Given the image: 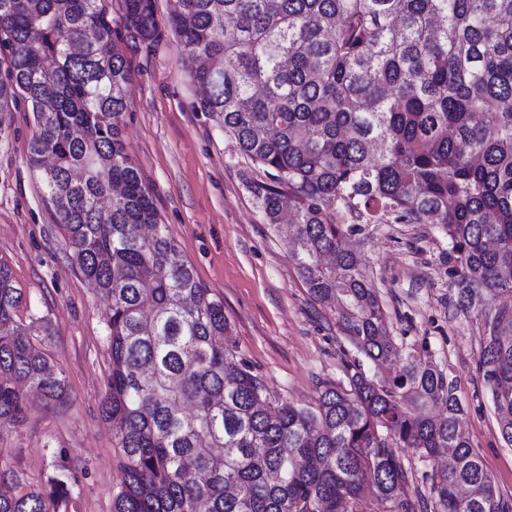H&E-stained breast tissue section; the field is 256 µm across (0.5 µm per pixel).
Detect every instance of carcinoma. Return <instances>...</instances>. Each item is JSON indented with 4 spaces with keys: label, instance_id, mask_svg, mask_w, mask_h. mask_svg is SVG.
Listing matches in <instances>:
<instances>
[{
    "label": "carcinoma",
    "instance_id": "carcinoma-1",
    "mask_svg": "<svg viewBox=\"0 0 512 512\" xmlns=\"http://www.w3.org/2000/svg\"><path fill=\"white\" fill-rule=\"evenodd\" d=\"M156 41L153 0H0V110L32 112L31 166L79 270L107 298L120 481L112 512H512L461 429L452 386L418 353L398 362L387 313L344 224H438L457 302L488 309L478 371L512 446V0H171L205 88L199 111L273 181L266 222L289 225L309 297L335 302L359 362L309 406L277 403L237 360L210 296L126 153L128 63ZM0 261V429L29 392L66 381L18 322ZM443 413L432 415L430 408ZM430 465L422 488L401 451ZM64 470L23 490L0 449V512H68Z\"/></svg>",
    "mask_w": 512,
    "mask_h": 512
}]
</instances>
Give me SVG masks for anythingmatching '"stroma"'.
I'll return each instance as SVG.
<instances>
[{"label": "stroma", "instance_id": "stroma-1", "mask_svg": "<svg viewBox=\"0 0 512 512\" xmlns=\"http://www.w3.org/2000/svg\"><path fill=\"white\" fill-rule=\"evenodd\" d=\"M161 36L117 45L128 62L127 154L138 166L184 257L224 302L238 356L281 401L305 406L323 382L343 378L358 354L330 307L315 303L291 258L285 233L266 223L257 189L269 178L233 137L198 109L200 89L169 23V0H154ZM32 115L24 104L0 112V261L24 290L22 325L68 386L64 403L32 401L25 422L0 430V448L25 490L66 468L71 512H111L119 479L111 423L100 413L108 390L107 301L72 258L38 173L28 161ZM343 240L366 264L402 353L418 352L443 371L463 412L473 453L499 491L512 497V446L502 440L491 395L477 370L484 312L457 304L455 262L435 224H347Z\"/></svg>", "mask_w": 512, "mask_h": 512}]
</instances>
